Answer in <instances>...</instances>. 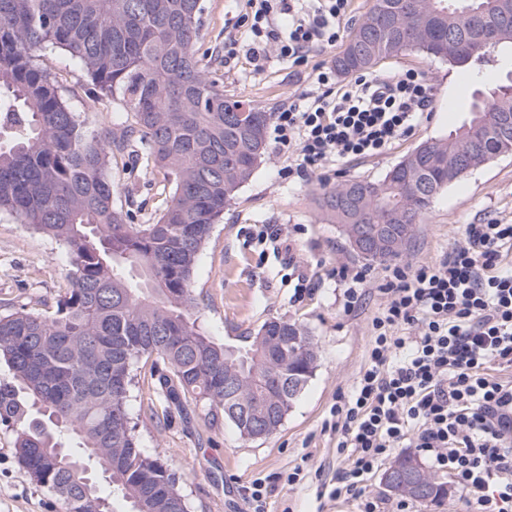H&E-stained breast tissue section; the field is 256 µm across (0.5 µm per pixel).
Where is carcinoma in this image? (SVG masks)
Wrapping results in <instances>:
<instances>
[{
    "mask_svg": "<svg viewBox=\"0 0 512 512\" xmlns=\"http://www.w3.org/2000/svg\"><path fill=\"white\" fill-rule=\"evenodd\" d=\"M417 0H375L332 64L341 75L370 70L404 51L450 50L474 26ZM201 0H0V212L65 248L72 287L47 317L23 304L0 312V424L14 432L15 457L66 512L106 501L83 467L95 457L133 512H188L181 477L141 446L130 397L136 365L163 364L164 397L201 409L212 427L265 438L283 424L313 377L318 347L298 322H264L243 349L197 325L193 276L212 226L234 203L266 154L271 113H249L242 129L198 56ZM502 42L512 44V0H497ZM65 52L94 86L119 97L113 126L89 131L64 99L42 57ZM470 117L447 137L419 143L377 181L350 179L319 197L338 224H384L397 247L354 251L368 263L399 257L436 196L512 145L499 119L512 114V86L473 99ZM473 146L471 164L457 160ZM126 153L169 200L147 224L116 201L112 157ZM77 447H65L66 440ZM422 503L448 496L425 471Z\"/></svg>",
    "mask_w": 512,
    "mask_h": 512,
    "instance_id": "cac0c4a2",
    "label": "carcinoma"
}]
</instances>
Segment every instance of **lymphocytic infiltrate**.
Here are the masks:
<instances>
[{
    "instance_id": "1",
    "label": "lymphocytic infiltrate",
    "mask_w": 512,
    "mask_h": 512,
    "mask_svg": "<svg viewBox=\"0 0 512 512\" xmlns=\"http://www.w3.org/2000/svg\"><path fill=\"white\" fill-rule=\"evenodd\" d=\"M252 38L243 47L262 71L271 47L293 64L335 44L349 0H248ZM322 94L290 101L275 116L278 152L297 175L331 162L385 154L431 110L432 88L415 70L359 73L337 84L331 69L313 75ZM512 224H469L438 264L393 268L378 291L367 361L332 413L347 466L330 495L358 512H383L366 491L395 448H416L473 493L475 512H512Z\"/></svg>"
}]
</instances>
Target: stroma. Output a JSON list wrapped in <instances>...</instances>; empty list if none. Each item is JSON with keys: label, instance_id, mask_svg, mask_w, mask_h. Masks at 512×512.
I'll return each mask as SVG.
<instances>
[{"label": "stroma", "instance_id": "stroma-1", "mask_svg": "<svg viewBox=\"0 0 512 512\" xmlns=\"http://www.w3.org/2000/svg\"><path fill=\"white\" fill-rule=\"evenodd\" d=\"M201 52L207 72L228 97L243 99L275 113L289 100L319 93L312 79L315 67H328L346 43L352 22L367 13L375 0H350L339 23L335 45L314 49L303 66L271 51L263 72H254L244 55L226 58L224 45L245 42L246 0H203ZM58 77L63 96L82 125L97 131L111 125L117 103L93 100L89 82L76 73L69 56L55 52L44 59ZM408 69L423 72L432 87L431 114L415 133L396 141L376 158L339 161L316 173L287 177L288 158L268 148L263 162L225 209L203 246L193 286L199 302V323L207 335L230 346L267 319L288 318L301 323L319 347L315 374L283 425L272 435L240 438L232 425H205L191 410L164 413L155 393L151 364L140 361L138 385L131 406L142 444L183 476L182 491L190 512H356L350 499H333L330 492L345 466L336 448V418L331 408L337 393L349 392L367 359L369 326L380 298L369 295L355 313L343 310L342 290L333 268L360 266L346 246L338 225L330 223L318 205L321 188L352 178L379 179L417 143L444 137L467 117L476 87L491 88L512 71V47L498 46L476 63L479 82L447 62L406 51L384 59L380 73ZM128 156L112 160L119 200L141 202V221L152 220L162 205L156 186L127 174ZM512 221V154L501 155L472 170L461 182L441 192L426 223L417 231L396 263L419 267L439 262L463 238L468 224ZM279 233L278 247L251 239L262 226ZM70 266L58 243L0 213V308L25 304L55 316L57 302L70 288ZM307 290L296 296L297 282ZM297 474L289 482V474ZM262 484L263 496L253 500L251 489ZM0 512H65L62 504L37 486L14 455L13 435L0 425Z\"/></svg>", "mask_w": 512, "mask_h": 512}]
</instances>
